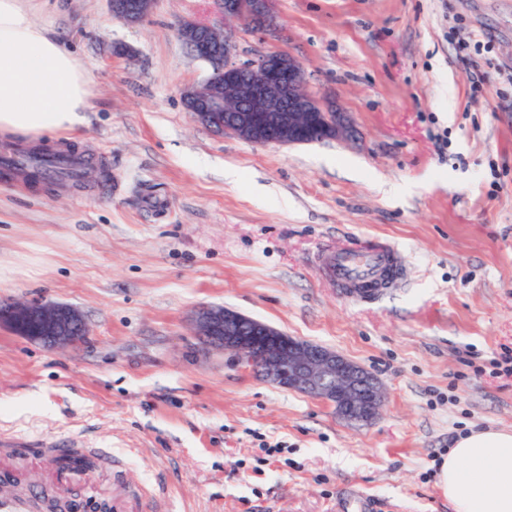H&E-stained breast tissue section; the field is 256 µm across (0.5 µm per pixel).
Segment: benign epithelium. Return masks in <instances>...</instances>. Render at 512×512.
<instances>
[{"label":"benign epithelium","instance_id":"1","mask_svg":"<svg viewBox=\"0 0 512 512\" xmlns=\"http://www.w3.org/2000/svg\"><path fill=\"white\" fill-rule=\"evenodd\" d=\"M214 19L185 20L179 35L190 52L209 64L203 82L183 93V105L196 122L262 146H294L346 139L350 127L342 113L306 89L302 63L273 51L239 58L240 22L269 31L276 0H211ZM112 16L136 24L152 11L154 0H109ZM203 342L233 353L265 381L298 391L332 407L348 424L374 421L384 405L381 383L367 369L324 346L295 338L259 319L227 307L202 306L193 316ZM48 348L79 343L87 332L77 310L65 304L0 303V324ZM29 512H112L105 500L83 495L42 496Z\"/></svg>","mask_w":512,"mask_h":512}]
</instances>
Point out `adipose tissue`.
Masks as SVG:
<instances>
[{
  "label": "adipose tissue",
  "mask_w": 512,
  "mask_h": 512,
  "mask_svg": "<svg viewBox=\"0 0 512 512\" xmlns=\"http://www.w3.org/2000/svg\"><path fill=\"white\" fill-rule=\"evenodd\" d=\"M88 81L74 53L23 0H0V135L24 144L87 122ZM454 512H512V430L460 436L439 467Z\"/></svg>",
  "instance_id": "1"
}]
</instances>
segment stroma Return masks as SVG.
Instances as JSON below:
<instances>
[{"label": "stroma", "instance_id": "1", "mask_svg": "<svg viewBox=\"0 0 512 512\" xmlns=\"http://www.w3.org/2000/svg\"><path fill=\"white\" fill-rule=\"evenodd\" d=\"M27 6L89 82L81 132L41 144L91 173L49 192L0 169V302L70 305L88 332L51 349L0 324V441L27 450L0 451V470L139 512H453L452 441L512 429V377L489 365L512 349V0H277L241 57L292 54L353 128L290 147L186 111L207 66L178 27L208 0H155L134 26L107 0ZM376 238L402 284L363 300L318 270L324 249ZM204 304L358 362L385 388L379 417L347 425L205 347ZM49 448L104 461L70 486Z\"/></svg>", "mask_w": 512, "mask_h": 512}]
</instances>
